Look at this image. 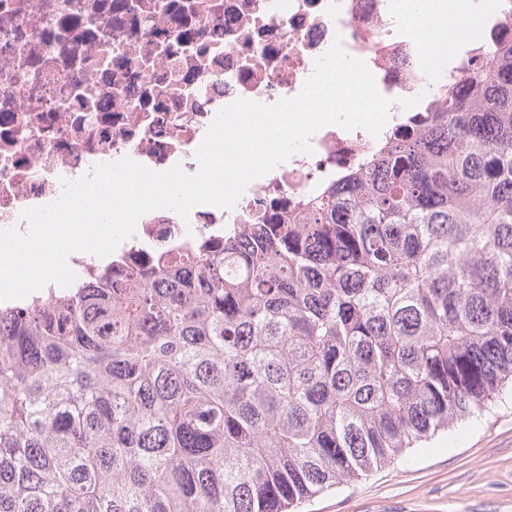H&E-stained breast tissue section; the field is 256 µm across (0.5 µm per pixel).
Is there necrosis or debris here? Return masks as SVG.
<instances>
[{"label":"necrosis or debris","mask_w":512,"mask_h":512,"mask_svg":"<svg viewBox=\"0 0 512 512\" xmlns=\"http://www.w3.org/2000/svg\"><path fill=\"white\" fill-rule=\"evenodd\" d=\"M393 0H0V228L57 199L63 181L124 157L154 171L198 170L195 153L223 107L300 94L334 40L363 60L393 111L438 107L424 77L434 57L399 25ZM512 0L455 56L445 81L470 97L472 59L491 62ZM366 130L336 125L251 182L236 205H199L188 218L143 214L115 250L146 264L187 242L219 246L224 229L275 206L291 209L376 148Z\"/></svg>","instance_id":"1"}]
</instances>
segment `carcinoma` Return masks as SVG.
I'll return each instance as SVG.
<instances>
[{
	"mask_svg": "<svg viewBox=\"0 0 512 512\" xmlns=\"http://www.w3.org/2000/svg\"><path fill=\"white\" fill-rule=\"evenodd\" d=\"M288 212L0 308V512H293L512 385V42Z\"/></svg>",
	"mask_w": 512,
	"mask_h": 512,
	"instance_id": "obj_1",
	"label": "carcinoma"
}]
</instances>
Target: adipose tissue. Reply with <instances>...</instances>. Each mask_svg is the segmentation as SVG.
<instances>
[{"mask_svg": "<svg viewBox=\"0 0 512 512\" xmlns=\"http://www.w3.org/2000/svg\"><path fill=\"white\" fill-rule=\"evenodd\" d=\"M395 11L417 37L435 49L453 52L464 44L466 21L475 18L479 8L465 0H397Z\"/></svg>", "mask_w": 512, "mask_h": 512, "instance_id": "ef3b65f1", "label": "adipose tissue"}]
</instances>
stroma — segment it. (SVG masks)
Returning <instances> with one entry per match:
<instances>
[{
    "label": "stroma",
    "mask_w": 512,
    "mask_h": 512,
    "mask_svg": "<svg viewBox=\"0 0 512 512\" xmlns=\"http://www.w3.org/2000/svg\"><path fill=\"white\" fill-rule=\"evenodd\" d=\"M296 512H512V392Z\"/></svg>",
    "instance_id": "1"
}]
</instances>
